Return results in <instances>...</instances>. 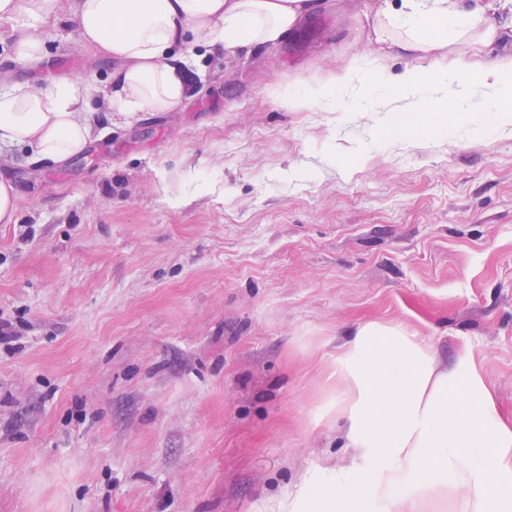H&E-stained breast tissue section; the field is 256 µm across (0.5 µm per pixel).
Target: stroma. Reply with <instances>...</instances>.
<instances>
[{
	"instance_id": "1",
	"label": "stroma",
	"mask_w": 512,
	"mask_h": 512,
	"mask_svg": "<svg viewBox=\"0 0 512 512\" xmlns=\"http://www.w3.org/2000/svg\"><path fill=\"white\" fill-rule=\"evenodd\" d=\"M367 0H323L281 43L190 61L172 112L63 166L0 151V512H272L329 480L336 343L367 320L469 344L512 421V131L289 108L377 55ZM75 0L0 24L80 61ZM17 193L13 184L0 180V224L17 223Z\"/></svg>"
}]
</instances>
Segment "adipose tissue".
<instances>
[{
	"mask_svg": "<svg viewBox=\"0 0 512 512\" xmlns=\"http://www.w3.org/2000/svg\"><path fill=\"white\" fill-rule=\"evenodd\" d=\"M315 0H77L81 42L112 62L105 81L55 78L0 85V147L29 148L62 163L107 124L178 108L186 94L185 46L237 56L277 43ZM498 0H370L365 17L380 54L414 59L399 78L384 65H350L295 109H321L354 87H380L379 111L426 116L482 132L512 128V63L473 61L474 47L506 39ZM336 419L346 456L334 485L279 512H438L431 493L460 480L467 512H512V422L469 346L439 366L433 344L393 322L357 325L336 347Z\"/></svg>",
	"mask_w": 512,
	"mask_h": 512,
	"instance_id": "obj_1",
	"label": "adipose tissue"
}]
</instances>
